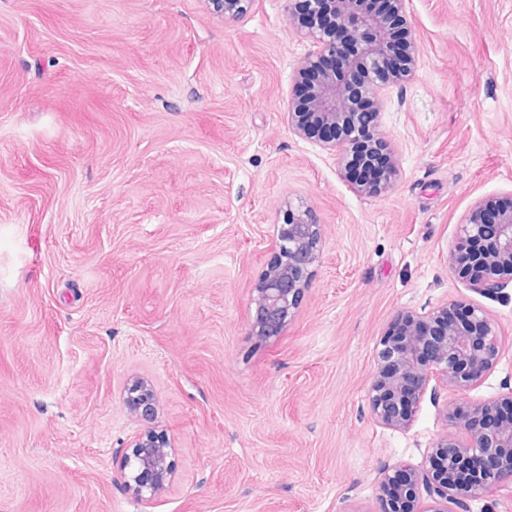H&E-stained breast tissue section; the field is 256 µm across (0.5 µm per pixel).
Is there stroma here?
Wrapping results in <instances>:
<instances>
[{
	"mask_svg": "<svg viewBox=\"0 0 512 512\" xmlns=\"http://www.w3.org/2000/svg\"><path fill=\"white\" fill-rule=\"evenodd\" d=\"M413 77L383 97L398 163L369 196L288 126L310 43L286 0L231 21L207 0H0V512H143L114 452L175 448L152 512H372L387 465L420 467L453 391L376 424V341L398 311L485 309L512 384V284L448 267L462 217L512 197V0H407ZM322 227L281 336L248 334L288 207ZM141 378L152 424L125 405Z\"/></svg>",
	"mask_w": 512,
	"mask_h": 512,
	"instance_id": "35a3bbf8",
	"label": "stroma"
}]
</instances>
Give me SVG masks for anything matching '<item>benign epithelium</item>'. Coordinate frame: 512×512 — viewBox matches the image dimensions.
<instances>
[{"label": "benign epithelium", "mask_w": 512, "mask_h": 512, "mask_svg": "<svg viewBox=\"0 0 512 512\" xmlns=\"http://www.w3.org/2000/svg\"><path fill=\"white\" fill-rule=\"evenodd\" d=\"M226 19L244 15L251 0H208ZM395 15L373 8V0H287L288 15L313 47L301 62L290 91L289 120L300 137L337 154L342 177L358 192L379 195L391 185L394 172L376 189L349 178L360 162L350 146L360 138L359 116H378L386 89L409 79L417 47L406 26V0H390ZM355 43L343 51L340 40ZM457 248L448 264L473 289L492 296L512 283V198L486 196L476 201L458 224ZM321 227L308 209L289 208L276 225L273 261L252 290L249 332L259 340L276 337L288 325L301 292L319 261ZM397 334L385 331L377 345V368L368 399L373 420L384 427L411 426L430 383L458 393L467 391L499 360L498 328L474 304H442L419 314L397 313ZM126 404L145 421L155 413L154 395L141 380L128 384ZM447 425L462 426L469 440L447 434L427 449L424 464L380 470L375 512H446L441 503L483 497L494 485L512 479V387L497 399L479 405L450 401ZM118 480L138 503L149 505L175 481L174 447L165 436L142 431L122 448ZM432 505L423 507L422 495Z\"/></svg>", "instance_id": "1"}]
</instances>
